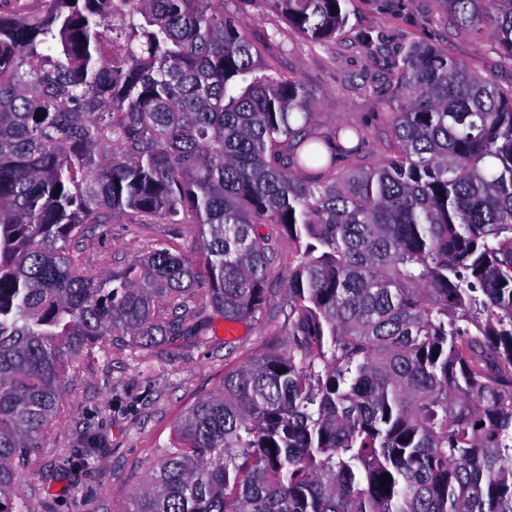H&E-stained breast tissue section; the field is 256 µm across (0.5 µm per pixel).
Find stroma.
<instances>
[{
	"label": "stroma",
	"instance_id": "stroma-1",
	"mask_svg": "<svg viewBox=\"0 0 512 512\" xmlns=\"http://www.w3.org/2000/svg\"><path fill=\"white\" fill-rule=\"evenodd\" d=\"M224 8L248 23L266 67L307 86L318 103V131L343 124L364 129L361 154L337 157L340 169L373 164L386 154L392 101L385 86L388 64L401 44L443 48L475 73L512 88V61L486 35L453 22L439 0H346L347 24L325 43L303 39L260 0H224ZM160 242L187 255L198 251L186 225L136 224L120 215L107 235L84 240L83 258L113 268ZM197 310L212 325L206 344L181 339L139 350L117 342L79 358L59 420L19 472L27 512H126L156 448L168 442L185 408L219 388L229 367L288 343V326L278 311L258 323L239 322L229 336L208 305L198 303ZM77 448L90 449L88 464L63 468L64 456ZM50 468L58 474L47 484L43 472Z\"/></svg>",
	"mask_w": 512,
	"mask_h": 512
}]
</instances>
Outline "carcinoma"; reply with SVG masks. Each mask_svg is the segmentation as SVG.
I'll list each match as a JSON object with an SVG mask.
<instances>
[{
	"label": "carcinoma",
	"instance_id": "1",
	"mask_svg": "<svg viewBox=\"0 0 512 512\" xmlns=\"http://www.w3.org/2000/svg\"><path fill=\"white\" fill-rule=\"evenodd\" d=\"M322 43L345 0H265ZM512 58V0H442ZM389 155L313 130L224 0H0V512L96 344L257 321L288 247V348L188 407L128 512H512V90L437 47L392 66ZM117 213L187 224L118 268ZM390 481L381 485L383 474ZM125 215L112 219L107 236L93 233L83 242V258L94 267H117L164 242L173 250L199 256L198 242L185 224H133Z\"/></svg>",
	"mask_w": 512,
	"mask_h": 512
}]
</instances>
